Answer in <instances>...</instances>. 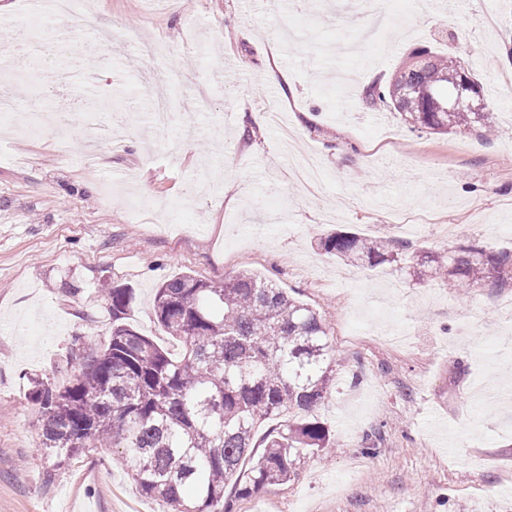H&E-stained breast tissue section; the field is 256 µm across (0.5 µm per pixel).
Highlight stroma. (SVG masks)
<instances>
[{
    "instance_id": "stroma-1",
    "label": "stroma",
    "mask_w": 512,
    "mask_h": 512,
    "mask_svg": "<svg viewBox=\"0 0 512 512\" xmlns=\"http://www.w3.org/2000/svg\"><path fill=\"white\" fill-rule=\"evenodd\" d=\"M349 2L75 0L95 23L69 32L29 29L26 0H0L16 18L0 52L23 40L33 74L0 66L20 130L0 139V512H167L111 449L51 468L28 379L65 383L74 337L107 340L112 286L133 291L127 323L179 355L153 318L156 285L241 270L327 324L335 377L312 415L337 446L235 512L512 506V320L500 315L512 279L462 297L407 273L426 252H512V0H389L395 21L378 32ZM152 42L167 54L142 55ZM420 48L479 78L493 138L432 134L366 104L365 88ZM273 63L283 80L268 78ZM175 64L192 82H166ZM155 95L172 102L163 141L149 131ZM107 125L119 141L101 137ZM333 229L398 240L401 260L347 264L317 245Z\"/></svg>"
}]
</instances>
